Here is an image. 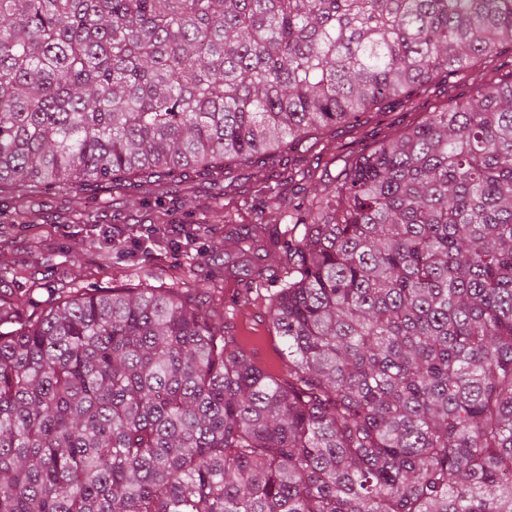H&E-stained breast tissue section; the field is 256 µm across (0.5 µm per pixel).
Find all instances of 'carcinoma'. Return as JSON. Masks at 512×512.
Segmentation results:
<instances>
[{"label": "carcinoma", "mask_w": 512, "mask_h": 512, "mask_svg": "<svg viewBox=\"0 0 512 512\" xmlns=\"http://www.w3.org/2000/svg\"><path fill=\"white\" fill-rule=\"evenodd\" d=\"M506 44L512 0H0V202L293 181ZM288 219L236 243L286 382L174 288L0 298V512H512V78ZM279 262L280 260L277 255L271 254L267 257L265 260V265L267 266L265 273L266 279H264L260 284L257 283V285H253L254 289L251 293L252 297H254L256 293L260 295H267L270 291L277 289V280L282 275L281 263Z\"/></svg>", "instance_id": "obj_1"}]
</instances>
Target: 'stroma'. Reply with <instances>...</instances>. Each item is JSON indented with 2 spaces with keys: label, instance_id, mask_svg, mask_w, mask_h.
Returning a JSON list of instances; mask_svg holds the SVG:
<instances>
[{
  "label": "stroma",
  "instance_id": "35a3bbf8",
  "mask_svg": "<svg viewBox=\"0 0 512 512\" xmlns=\"http://www.w3.org/2000/svg\"><path fill=\"white\" fill-rule=\"evenodd\" d=\"M481 70L450 76L448 81L430 84L421 98L418 109L399 105L384 112H369L362 116L361 128L341 125L328 133V145H315L298 157V167L312 172L313 177L299 182L290 189H280L278 172L268 179L274 194L257 192L246 167H234L224 180L225 196L222 205L234 221L218 225L215 232L201 237L193 249L200 258L199 279L212 275L222 276V291L207 302L210 310L224 311L229 333L236 336L266 335L268 320L263 304L248 306L238 312L235 305L245 288L238 274L225 273L226 264L232 263L235 248L232 239L244 225L255 219L257 209H264L265 221L281 223L289 209L307 203L324 188L333 186L346 157L369 153L385 138L404 132L425 120L427 113L441 110L468 91L471 83L481 79ZM195 194H187L182 187L170 185L163 192H155L145 185L128 194H110L84 216L71 200L46 195L36 199L32 208L36 221L18 223L8 204L0 205V267L21 271L27 280L45 288L71 290L91 283L100 286H119L126 283L165 288L178 286V269L186 255L162 245L141 258L140 262L116 256L109 265L99 263L96 249L90 248L91 227L108 224H141L153 213H165L170 224H198L207 217L206 205L210 184L207 178L195 183ZM221 254V265H212L208 259L212 251Z\"/></svg>",
  "mask_w": 512,
  "mask_h": 512
}]
</instances>
